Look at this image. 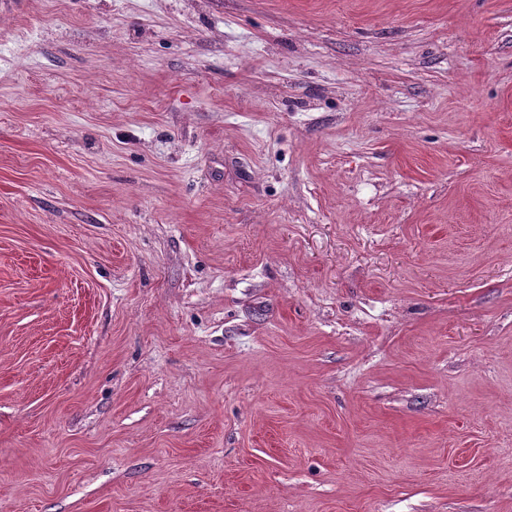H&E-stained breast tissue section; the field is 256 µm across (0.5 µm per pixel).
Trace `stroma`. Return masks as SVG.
I'll use <instances>...</instances> for the list:
<instances>
[{
    "mask_svg": "<svg viewBox=\"0 0 512 512\" xmlns=\"http://www.w3.org/2000/svg\"><path fill=\"white\" fill-rule=\"evenodd\" d=\"M0 512H512V0H0Z\"/></svg>",
    "mask_w": 512,
    "mask_h": 512,
    "instance_id": "obj_1",
    "label": "stroma"
}]
</instances>
